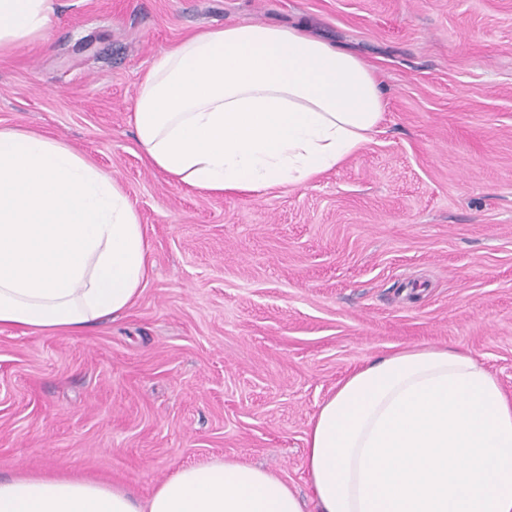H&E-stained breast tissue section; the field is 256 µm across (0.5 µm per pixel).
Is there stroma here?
I'll return each mask as SVG.
<instances>
[{
    "mask_svg": "<svg viewBox=\"0 0 512 512\" xmlns=\"http://www.w3.org/2000/svg\"><path fill=\"white\" fill-rule=\"evenodd\" d=\"M298 20L381 79L359 153L259 196L145 163L129 114L156 55ZM0 126L111 171L153 261L117 317L0 333L1 477L66 470L145 497L236 458L308 500L309 423L366 361L461 350L512 395V0H56L50 40L0 57Z\"/></svg>",
    "mask_w": 512,
    "mask_h": 512,
    "instance_id": "1",
    "label": "stroma"
}]
</instances>
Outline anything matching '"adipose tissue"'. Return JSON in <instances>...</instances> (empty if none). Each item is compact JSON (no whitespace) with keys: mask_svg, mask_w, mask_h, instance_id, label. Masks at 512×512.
<instances>
[{"mask_svg":"<svg viewBox=\"0 0 512 512\" xmlns=\"http://www.w3.org/2000/svg\"><path fill=\"white\" fill-rule=\"evenodd\" d=\"M55 0H0V55L46 40ZM376 73L305 26L241 23L155 57L131 124L148 165L208 192L305 185L384 118ZM151 266L120 181L67 143L0 126V332H76L128 311ZM305 502L235 459L177 468L142 499L67 474L0 479V512H512V397L470 354L414 345L366 363L305 438Z\"/></svg>","mask_w":512,"mask_h":512,"instance_id":"obj_1","label":"adipose tissue"}]
</instances>
